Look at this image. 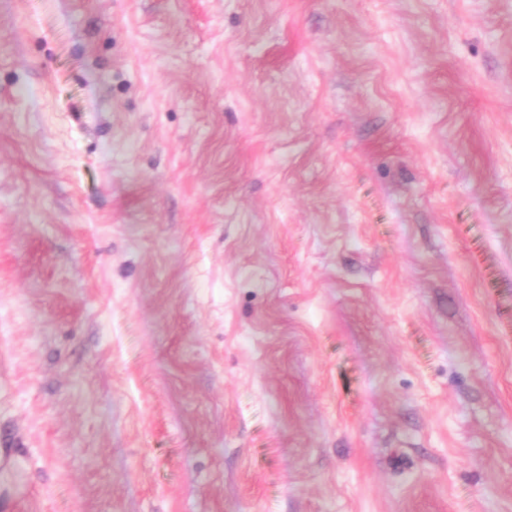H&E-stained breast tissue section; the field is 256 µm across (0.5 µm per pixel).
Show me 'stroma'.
Returning a JSON list of instances; mask_svg holds the SVG:
<instances>
[{"label":"stroma","mask_w":512,"mask_h":512,"mask_svg":"<svg viewBox=\"0 0 512 512\" xmlns=\"http://www.w3.org/2000/svg\"><path fill=\"white\" fill-rule=\"evenodd\" d=\"M0 512H512V0H0Z\"/></svg>","instance_id":"stroma-1"}]
</instances>
